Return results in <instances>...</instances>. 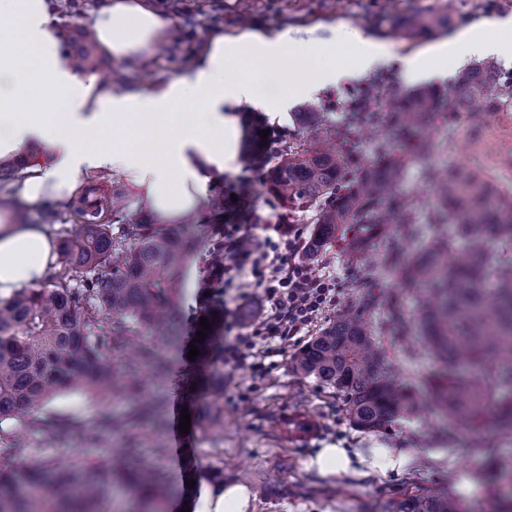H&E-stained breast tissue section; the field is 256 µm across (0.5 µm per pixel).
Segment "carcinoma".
I'll list each match as a JSON object with an SVG mask.
<instances>
[{
    "label": "carcinoma",
    "mask_w": 512,
    "mask_h": 512,
    "mask_svg": "<svg viewBox=\"0 0 512 512\" xmlns=\"http://www.w3.org/2000/svg\"><path fill=\"white\" fill-rule=\"evenodd\" d=\"M448 28L445 16L407 22L418 37ZM67 57L81 70L96 65L92 45L74 23L60 29ZM512 118V70L476 62L443 88H416L396 95L374 85L354 96L335 124L309 107L300 126L312 136L292 134L274 150L264 177L265 193L290 211H312L314 255L338 240L354 259L374 241L378 258L362 270L373 289L355 298L336 320L294 357L295 366L342 397L349 425L364 433H386L416 414L421 395L432 399L451 422L470 426L469 448L479 458L470 473L486 483L497 512H512V457L486 443L491 433L512 434V253L495 255L491 243L512 244V182L478 167L426 162L428 133L459 114L480 128L494 113ZM366 138L364 156L354 141ZM433 207L423 210L401 192L411 167ZM441 224L422 239L421 223ZM421 242L408 255L391 238ZM187 257L184 241L158 224L128 219L118 236L110 225L89 222L61 237L57 269L49 284L0 299V419L22 418L54 434L60 428L36 414L56 395L85 391L96 399L139 391L136 380L149 368L162 378L167 364L154 347H141L124 366L109 353L130 342L131 324L165 335L173 319ZM417 298V318L401 306L402 293ZM422 338L438 369L415 384L397 371L390 346ZM138 413L103 426L128 431ZM116 487L131 495L130 512H163L167 485L161 474L125 448L92 462L58 465L32 460L17 467L0 456V512H100ZM376 512H469L453 491V478L439 487L418 488Z\"/></svg>",
    "instance_id": "obj_1"
}]
</instances>
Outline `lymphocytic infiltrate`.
Listing matches in <instances>:
<instances>
[{
	"label": "lymphocytic infiltrate",
	"instance_id": "1",
	"mask_svg": "<svg viewBox=\"0 0 512 512\" xmlns=\"http://www.w3.org/2000/svg\"><path fill=\"white\" fill-rule=\"evenodd\" d=\"M263 158L244 164L224 201V235L209 253V282H220L235 305L224 310V367L254 366L260 341L285 346L332 306L341 277L336 269L316 275L302 255L303 239L280 210H263L250 175Z\"/></svg>",
	"mask_w": 512,
	"mask_h": 512
}]
</instances>
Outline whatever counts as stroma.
I'll list each match as a JSON object with an SVG mask.
<instances>
[{
	"label": "stroma",
	"mask_w": 512,
	"mask_h": 512,
	"mask_svg": "<svg viewBox=\"0 0 512 512\" xmlns=\"http://www.w3.org/2000/svg\"><path fill=\"white\" fill-rule=\"evenodd\" d=\"M155 7L172 17L179 36L152 61V75L133 64H118L102 57L101 71L121 70L127 88H148L171 74L189 68L207 33L221 31L234 36L242 30V17L252 28L273 36L284 31H311L327 35L329 28L349 26L365 38L383 43L401 56H412L446 43L447 34L425 35L408 41L396 26L416 14L447 15L451 29L481 25L512 17V0H153ZM460 70L426 71L407 78L394 67L379 68L362 77L343 80L312 97L290 100L286 111L269 114L250 107L236 115L242 141L252 140L256 121L276 129L279 137L294 132L289 115L304 104L317 106L326 118L336 119L346 111L352 93L375 84L396 92L432 84L446 85ZM224 223L214 211L202 224H174L171 232L191 236L194 246L184 274L177 308V322L184 334L177 350L169 352V370L157 394L164 402L165 428L161 434L147 433L143 441L159 444L163 453L154 462L174 489L167 512H194L200 484L216 490L232 484L246 486L251 493L249 512H374L386 501L403 498L409 482L424 486L455 475L454 490L472 512H486L492 500L473 482L468 472L474 464L468 453L466 431H459L450 446L429 440L438 423L432 409L399 422L390 436L353 429L345 416L342 400L331 389L304 377L293 366L292 357L308 339L300 337L279 352L266 357L270 370L259 375L243 367L234 373L223 368L201 367L189 360L191 320L212 315L213 335L224 333V305H207L199 287L208 275L209 250ZM130 400L96 402L80 392L58 395L39 412L40 417L67 423L63 438L46 437L26 421H0V455L20 466L30 460L62 462L95 448L121 447L120 437L106 435L99 445L85 439L86 428L103 415L133 409ZM189 411V433H180L182 411ZM187 448L178 457L179 448ZM342 448L353 462L340 474L320 470L315 462L320 449Z\"/></svg>",
	"instance_id": "35a3bbf8"
}]
</instances>
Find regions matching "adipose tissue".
Here are the masks:
<instances>
[{"label": "adipose tissue", "mask_w": 512, "mask_h": 512, "mask_svg": "<svg viewBox=\"0 0 512 512\" xmlns=\"http://www.w3.org/2000/svg\"><path fill=\"white\" fill-rule=\"evenodd\" d=\"M51 0H0V160L32 159L17 190L0 194V299L43 284L58 259L46 224H26L19 210L71 197L92 172L119 175L156 223L205 220L211 186L233 171L241 130L235 109L280 111L289 96L335 85L338 58L355 74L398 63L409 75L429 64L494 55L512 63V22L468 26L431 57H396L356 29L328 37L275 36L247 29L212 33L194 63L154 90L99 83L67 66ZM100 50L117 62L154 56L175 22L150 0H104L89 19ZM253 61L241 72L242 61ZM286 76L283 94L267 89L271 71ZM248 489L203 488L195 512H247Z\"/></svg>", "instance_id": "1"}]
</instances>
